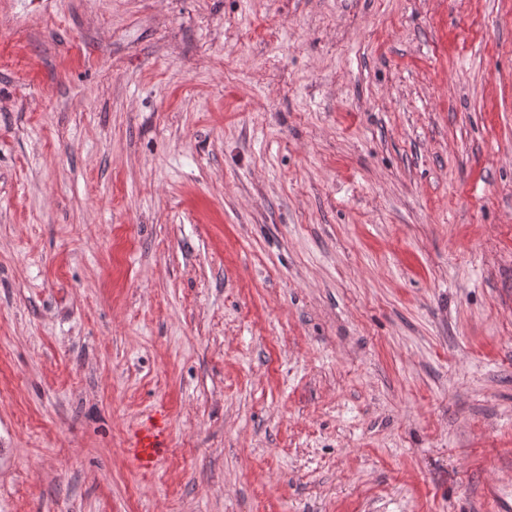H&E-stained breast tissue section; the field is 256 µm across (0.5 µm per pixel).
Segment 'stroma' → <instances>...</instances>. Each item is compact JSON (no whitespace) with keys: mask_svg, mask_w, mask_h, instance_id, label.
<instances>
[{"mask_svg":"<svg viewBox=\"0 0 512 512\" xmlns=\"http://www.w3.org/2000/svg\"><path fill=\"white\" fill-rule=\"evenodd\" d=\"M0 512H512V0H0ZM168 429L167 413L160 408L131 435L125 451L140 472L154 471L167 455Z\"/></svg>","mask_w":512,"mask_h":512,"instance_id":"1","label":"stroma"}]
</instances>
